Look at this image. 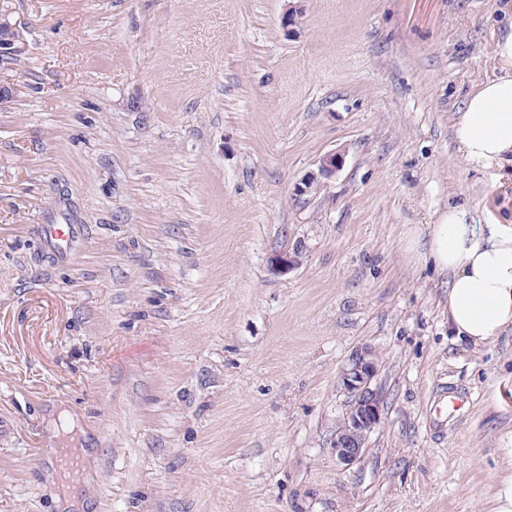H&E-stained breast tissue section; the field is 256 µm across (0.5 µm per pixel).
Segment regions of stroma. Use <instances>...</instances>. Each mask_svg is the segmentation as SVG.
Here are the masks:
<instances>
[{"mask_svg": "<svg viewBox=\"0 0 512 512\" xmlns=\"http://www.w3.org/2000/svg\"><path fill=\"white\" fill-rule=\"evenodd\" d=\"M0 13L28 42L0 60V512H57L53 451L82 447L89 512H491L512 330L456 340L447 276L405 243L451 206L512 225V162L472 166L453 133L512 0ZM40 224L85 236L52 260ZM364 344L384 406L346 466L339 376ZM448 390L465 405L436 415Z\"/></svg>", "mask_w": 512, "mask_h": 512, "instance_id": "stroma-1", "label": "stroma"}]
</instances>
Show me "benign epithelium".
Listing matches in <instances>:
<instances>
[{
	"mask_svg": "<svg viewBox=\"0 0 512 512\" xmlns=\"http://www.w3.org/2000/svg\"><path fill=\"white\" fill-rule=\"evenodd\" d=\"M23 33L0 13V57L17 58L25 51ZM342 164V157L329 153L319 159V176L310 175L296 191L304 196L319 186L318 177L329 179L336 175ZM301 250L296 247L280 252L272 259V266L281 272H288L299 265ZM380 366L376 351L370 346H361L350 355L348 364L342 369L340 380L343 389L351 397V406L342 425L331 442L332 452L337 461L349 466L364 453L370 433L380 423L383 399L381 392L371 387V382Z\"/></svg>",
	"mask_w": 512,
	"mask_h": 512,
	"instance_id": "1",
	"label": "benign epithelium"
}]
</instances>
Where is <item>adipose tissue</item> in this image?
Masks as SVG:
<instances>
[{
    "mask_svg": "<svg viewBox=\"0 0 512 512\" xmlns=\"http://www.w3.org/2000/svg\"><path fill=\"white\" fill-rule=\"evenodd\" d=\"M501 76L485 81L467 98L455 126L465 159L489 166L512 157V33L496 41ZM408 248L447 272L451 334L480 346L512 328V225L473 224L455 208L411 235Z\"/></svg>",
    "mask_w": 512,
    "mask_h": 512,
    "instance_id": "ef3b65f1",
    "label": "adipose tissue"
}]
</instances>
